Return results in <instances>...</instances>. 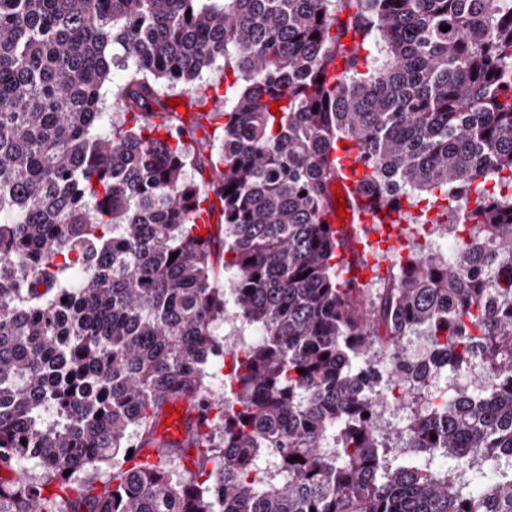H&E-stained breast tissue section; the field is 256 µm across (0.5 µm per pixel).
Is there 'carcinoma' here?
Returning <instances> with one entry per match:
<instances>
[{
  "instance_id": "cac0c4a2",
  "label": "carcinoma",
  "mask_w": 512,
  "mask_h": 512,
  "mask_svg": "<svg viewBox=\"0 0 512 512\" xmlns=\"http://www.w3.org/2000/svg\"><path fill=\"white\" fill-rule=\"evenodd\" d=\"M404 221L455 248L353 273ZM0 470V512H512V0H0ZM167 410L169 413L164 414L162 417L160 428L161 435L165 436L170 440H183L187 435L189 417L185 409L184 404H173ZM175 412L183 413L180 419H175ZM166 419H171L172 423L170 426H166Z\"/></svg>"
}]
</instances>
